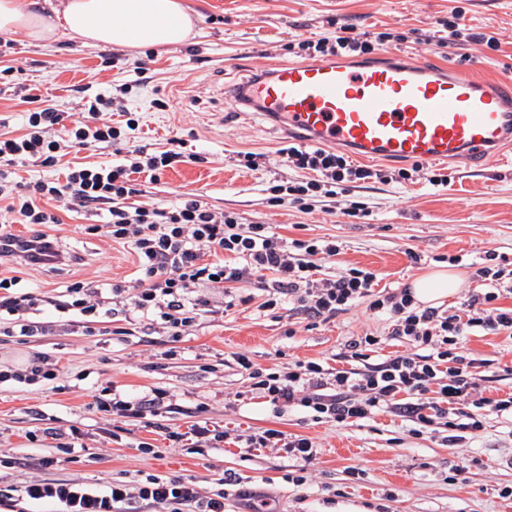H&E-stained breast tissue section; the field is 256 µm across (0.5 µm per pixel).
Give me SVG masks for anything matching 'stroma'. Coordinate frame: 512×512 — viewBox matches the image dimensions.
<instances>
[{"mask_svg": "<svg viewBox=\"0 0 512 512\" xmlns=\"http://www.w3.org/2000/svg\"><path fill=\"white\" fill-rule=\"evenodd\" d=\"M197 18L192 42L158 48L142 75L128 72L145 49L89 48L70 38L49 45L14 32V46H0V67L14 66L0 78V117L17 130L25 106L16 93L33 85L56 108L69 111L79 102L77 88L98 92L131 83L125 97L139 128L127 149L161 153L181 144V162L165 169L158 180L138 174L141 200L165 207L184 193L200 194L211 209L233 211L242 222L275 225L284 238L336 239L339 255L322 264L333 275L345 266L365 267L379 276L380 286L411 285L418 275L455 269L459 288L441 298L444 306L463 308L475 288L470 264L491 251L512 261V162L493 159L479 171L463 163L446 164L448 183L426 180L407 183L358 182L355 199L369 203V217L355 221L294 207L273 206L266 189L306 178V171L283 163L278 150L287 144L284 131L259 110L240 104L234 91L256 74L295 60L292 46L305 39L332 36L340 29L373 38L389 33V49L412 60H435L480 79L512 83V0H183ZM476 33L498 32L493 50L464 41L451 48L418 43L448 22ZM166 99L160 111L154 99ZM263 154L257 170L239 165L237 154ZM112 148L65 147L55 166L28 163L18 167L19 180L61 177L76 163L113 161ZM93 212L69 214L51 227L61 250L74 254L64 265L49 264L19 272L26 283L49 291L75 282L104 280L131 285L138 275L135 253L109 239L88 234L96 224ZM421 256L412 262L408 250ZM463 263L451 266L450 258ZM209 311L200 313L191 335L170 336L127 324L123 315L90 327L70 329L65 316L45 308L37 321L54 322L47 336L0 333V369L22 367L42 353L62 369L56 381L40 390L13 382L0 384V482L24 481L31 459L51 452V441L29 443L28 433L70 427L83 432L82 447L73 461L54 471L57 479L89 484L137 472L194 476L201 488L216 489L224 473L236 475L243 489L260 494L263 512H512V421L486 416L483 429L447 444L444 425L417 435L413 425L386 411L362 421L334 425L299 407L275 410L252 393L247 371L236 362L247 355L257 367L284 370L297 362L317 361L333 368L337 356L358 336L382 333L385 323L359 305L327 322H313L287 309L259 312L256 286L243 282L233 292L234 307L224 294L206 292ZM465 352L483 360L485 396L512 393V339L504 335L470 336ZM112 386L114 393L139 398L166 393L168 411L123 422L120 438L103 433L104 414L95 392ZM209 420L227 425L232 437L275 428L312 438L315 460L289 459L284 450L248 451L229 443L193 451L189 441L172 442L166 431L188 432ZM153 446L143 454L140 443ZM362 470L350 474V467ZM305 470L306 483L288 475ZM464 470V480L454 477Z\"/></svg>", "mask_w": 512, "mask_h": 512, "instance_id": "35a3bbf8", "label": "stroma"}]
</instances>
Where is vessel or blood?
<instances>
[{
  "mask_svg": "<svg viewBox=\"0 0 512 512\" xmlns=\"http://www.w3.org/2000/svg\"><path fill=\"white\" fill-rule=\"evenodd\" d=\"M245 103L296 139L364 159L480 168L512 151V84L398 56L284 62L246 84Z\"/></svg>",
  "mask_w": 512,
  "mask_h": 512,
  "instance_id": "b4317fda",
  "label": "vessel or blood"
}]
</instances>
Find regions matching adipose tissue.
I'll list each match as a JSON object with an SVG mask.
<instances>
[{
    "mask_svg": "<svg viewBox=\"0 0 512 512\" xmlns=\"http://www.w3.org/2000/svg\"><path fill=\"white\" fill-rule=\"evenodd\" d=\"M18 30L41 44L67 34L89 47H170L196 25L182 0H0V33Z\"/></svg>",
    "mask_w": 512,
    "mask_h": 512,
    "instance_id": "1",
    "label": "adipose tissue"
}]
</instances>
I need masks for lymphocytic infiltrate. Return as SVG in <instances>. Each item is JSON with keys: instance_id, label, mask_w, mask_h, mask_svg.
Masks as SVG:
<instances>
[{"instance_id": "f902f5d3", "label": "lymphocytic infiltrate", "mask_w": 512, "mask_h": 512, "mask_svg": "<svg viewBox=\"0 0 512 512\" xmlns=\"http://www.w3.org/2000/svg\"><path fill=\"white\" fill-rule=\"evenodd\" d=\"M300 47L310 57L366 55L377 44L352 36H323L307 39ZM29 103L21 124L24 134H0V240L14 239V225L34 224V248L25 264H41L43 254L53 262L65 263L67 256L54 238L42 232L45 224H58L63 214L91 206H103V217L95 230L112 242L129 246L138 258L140 276L132 286L74 282L59 294L48 296L36 289L18 291L19 277H0V321H8L23 336H44L52 331L46 323L33 322L29 311L53 307L75 318L89 315L112 316L116 310L111 297L128 296L134 321L168 335L190 333L200 311L209 300L206 288L231 289L251 281L265 291V310L291 304L307 318L328 321L364 304L384 317L389 338L406 344L403 352L383 362L358 367L369 347L378 345L374 334L352 340L342 359L346 366L330 369L308 361L285 371L267 372L254 367L245 355L237 363L248 371L254 390L268 399L274 409L301 407L319 418L337 424L360 422L389 409L406 417L419 430L435 420H445L448 443L458 432H478L484 413H512V394L492 400L482 394V377L476 359L462 351L463 339L473 333H505L512 337V308L499 304L512 291V265L485 253L476 263L473 277L483 287L473 292L465 309L450 310L417 303L409 287L379 288L377 274L366 268L349 267L331 277L320 274L319 263L335 257L340 246L333 239L287 240L272 225L242 223L236 213L211 210L197 195L187 194L167 207L132 205L141 190L135 176L149 172L151 180L181 158L164 151L139 161L127 158L104 166H77L65 173L64 182L37 179L15 180L16 166L32 161L53 165L61 142L74 146L126 141L138 127L136 119L115 126L105 120L108 112L124 111L123 98L98 93L82 105L77 117L52 107H40V95L27 93ZM64 140H57V132ZM288 164L310 171L308 180L270 186L269 202L291 205L309 213L315 208L334 216H367V203L352 198L354 183L367 180L402 182L412 171L374 168L354 164L344 153L313 149L295 143L282 148ZM215 261H208V254ZM71 427L69 442L59 444V456L39 457L31 463V476L20 484L0 485V512H12L17 505H51L54 512H143L150 505L155 512H224V489L237 485L235 474L217 481V490L203 494L194 477L159 474L134 475L105 486L49 478L58 469L61 455L74 451L80 438ZM242 448H284L289 456L311 461L317 446L311 438L292 436L267 429L241 441Z\"/></svg>"}]
</instances>
